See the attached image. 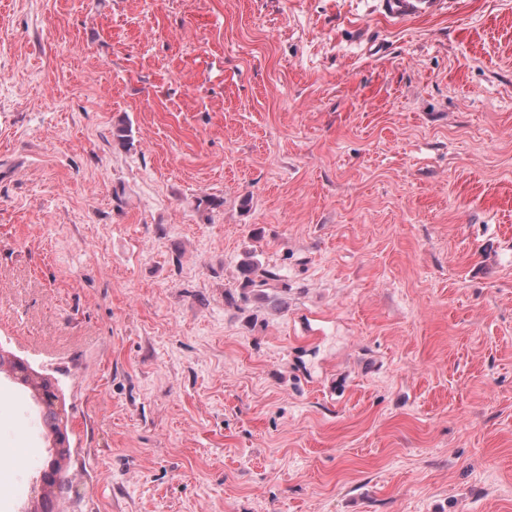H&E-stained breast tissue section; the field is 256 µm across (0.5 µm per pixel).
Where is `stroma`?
I'll return each instance as SVG.
<instances>
[{"mask_svg": "<svg viewBox=\"0 0 512 512\" xmlns=\"http://www.w3.org/2000/svg\"><path fill=\"white\" fill-rule=\"evenodd\" d=\"M0 346L63 512H512V0H0ZM258 267L259 264L253 260H247L242 265L241 274L243 278V290L252 288V291H255V288L267 287L270 285L269 281H276L278 279V276L275 272L271 270H264L263 275H261L262 279L257 281L253 275L256 274Z\"/></svg>", "mask_w": 512, "mask_h": 512, "instance_id": "35a3bbf8", "label": "stroma"}]
</instances>
